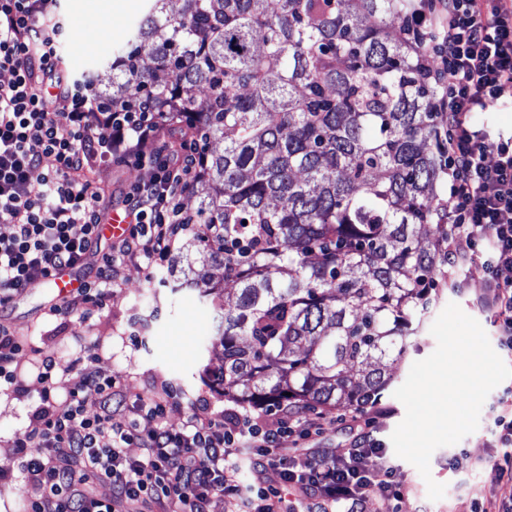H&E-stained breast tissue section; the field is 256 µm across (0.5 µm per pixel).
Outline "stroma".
Instances as JSON below:
<instances>
[{
  "label": "stroma",
  "instance_id": "stroma-1",
  "mask_svg": "<svg viewBox=\"0 0 512 512\" xmlns=\"http://www.w3.org/2000/svg\"><path fill=\"white\" fill-rule=\"evenodd\" d=\"M112 3L111 13L105 14L99 9V0H61L69 30L59 54L64 71L77 83H84L90 73L109 80L111 73L103 67L109 52L125 42L147 7L146 0ZM152 177L150 167L133 161L121 167L104 164L92 174L108 208L121 205L130 185L149 182ZM166 269L163 261L129 263L106 307L87 320L75 313L51 315L58 299L55 289L46 283L0 309V326L13 330L24 343L19 355L23 390L0 389V512L28 510L18 443L30 430L31 414L41 403L43 385L30 365L35 355L55 358L58 368L53 392L60 400L77 379L73 361L80 344L85 343L92 346L94 355L83 360L84 366L104 378L120 375L128 395L147 397L172 388L175 397L167 408L169 424L183 423L192 406L204 401L215 412L235 406V396L211 381V372L224 363V348L212 334L209 309L199 301L197 291L175 293L164 286L161 279ZM435 281L432 295L436 302L425 322L404 339L402 352L392 355V382L377 404L359 412L347 406L328 409L319 432L308 441L307 456L340 458L347 455L357 434L373 428L382 445L381 462L390 467L392 480L401 486L404 497L397 502L375 491L368 493L362 512H494L501 495L495 462L502 450L493 419L500 407L512 405V379L489 393L475 432L433 452L431 476L446 486L441 499L430 500L417 468L394 452L390 436L405 417V407L395 398L394 390L405 382L415 361L435 350L430 327L448 303H457L481 324L494 351L502 349L494 314L477 305L485 291L481 267L475 264L462 270L455 288L448 287L443 272H436Z\"/></svg>",
  "mask_w": 512,
  "mask_h": 512
}]
</instances>
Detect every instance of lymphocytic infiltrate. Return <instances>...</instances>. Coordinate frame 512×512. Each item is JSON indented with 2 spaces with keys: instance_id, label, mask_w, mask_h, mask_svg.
<instances>
[{
  "instance_id": "f902f5d3",
  "label": "lymphocytic infiltrate",
  "mask_w": 512,
  "mask_h": 512,
  "mask_svg": "<svg viewBox=\"0 0 512 512\" xmlns=\"http://www.w3.org/2000/svg\"><path fill=\"white\" fill-rule=\"evenodd\" d=\"M55 8L56 0H0V70L11 75L0 82V223L13 227L0 237V306L54 270L86 266L103 219L102 194L90 175L101 162L121 164L133 156L154 170L150 182L125 194L134 224L75 295L50 309L87 319L111 298L127 263L167 256L181 236L198 232L181 201L200 163L173 151L158 123L137 125L118 112L99 117L91 94L56 67ZM409 27L428 46V76L445 90L438 109L452 200L441 214L453 273L448 283L456 285L455 271L480 265L486 281L480 304L498 315L502 346L511 352L512 135L476 126L472 115L487 111L512 84V0H425L411 12ZM49 156L55 164L46 170L42 162ZM35 369L44 385L42 404L21 442L37 451L22 462L24 483L36 492L29 512H120L129 501L149 510L171 503L176 512H211L218 496L231 512H281L288 485L312 494L315 512H361L374 490L402 495L388 468L373 462L377 443L367 433L339 460L300 463L282 456L287 445L309 440L323 413L309 418L285 407L280 425L266 428L263 408L214 414L203 404L173 426L165 421L168 397L130 405L115 379L85 372L59 402L52 395L54 360L40 359ZM88 389L100 398V412L91 419L82 409ZM124 407L126 422H114ZM143 418L155 423L145 433ZM62 443L72 450L69 458L52 453ZM133 443L142 457L127 455ZM243 444L278 469L280 486L244 490L233 461ZM94 480L111 485V499L93 494Z\"/></svg>"
}]
</instances>
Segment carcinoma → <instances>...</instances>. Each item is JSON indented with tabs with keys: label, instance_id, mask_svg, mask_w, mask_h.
Returning a JSON list of instances; mask_svg holds the SVG:
<instances>
[{
	"label": "carcinoma",
	"instance_id": "1",
	"mask_svg": "<svg viewBox=\"0 0 512 512\" xmlns=\"http://www.w3.org/2000/svg\"><path fill=\"white\" fill-rule=\"evenodd\" d=\"M149 2L112 79L85 86L103 112L194 133L204 235L166 280L212 309L213 381L263 405L375 400L448 263L441 90L405 35L409 2Z\"/></svg>",
	"mask_w": 512,
	"mask_h": 512
}]
</instances>
